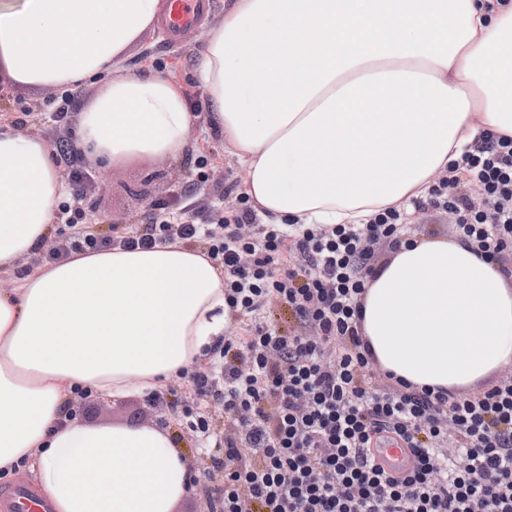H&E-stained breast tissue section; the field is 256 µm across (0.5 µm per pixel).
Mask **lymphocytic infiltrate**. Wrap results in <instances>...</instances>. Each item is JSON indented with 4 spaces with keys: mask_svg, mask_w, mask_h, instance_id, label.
Wrapping results in <instances>:
<instances>
[{
    "mask_svg": "<svg viewBox=\"0 0 512 512\" xmlns=\"http://www.w3.org/2000/svg\"><path fill=\"white\" fill-rule=\"evenodd\" d=\"M70 231L40 255L45 264L120 246L202 245L224 271L239 318L235 335L189 375L183 416L221 448L224 489L211 512H512V378L475 396L419 389L375 374L360 334V300L373 247L400 245L404 215L393 208L365 224H262L251 206L210 223L161 212L120 237L86 222L90 174L71 169ZM414 209L452 210L454 234L477 253L512 252V137L479 136ZM288 305L303 331L261 319L269 299ZM219 405L216 428L202 404ZM396 442L409 465L390 470L379 450Z\"/></svg>",
    "mask_w": 512,
    "mask_h": 512,
    "instance_id": "obj_1",
    "label": "lymphocytic infiltrate"
}]
</instances>
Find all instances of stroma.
Returning <instances> with one entry per match:
<instances>
[{
    "instance_id": "obj_1",
    "label": "stroma",
    "mask_w": 512,
    "mask_h": 512,
    "mask_svg": "<svg viewBox=\"0 0 512 512\" xmlns=\"http://www.w3.org/2000/svg\"><path fill=\"white\" fill-rule=\"evenodd\" d=\"M229 5L230 0H216L210 22L200 27L199 37L181 38L179 47H168L156 30L151 29L126 49L125 71L137 74L159 71L182 83L196 119L189 147L175 159L133 156L102 169L91 165L84 154H76V165L88 169L99 180L95 191L82 201L87 223L93 224L98 232L123 234L142 227L148 221L150 203L158 201L191 205L202 219L217 209L228 215L239 208L245 196L242 172L231 146L214 131L208 119L206 93L197 73L205 37L212 24L223 20ZM57 95L53 88L1 83L0 129L11 128L53 145L74 142L76 117H69L64 123L53 122L50 118ZM168 386L169 395L157 405L148 402L145 395L133 394L119 399L95 396L77 399L71 401L70 407L78 419L89 424L168 427L197 476L194 491L176 504L174 512H209L210 494L223 485L224 472L212 464L213 449L205 447L182 421L177 404L183 392L180 379H172Z\"/></svg>"
}]
</instances>
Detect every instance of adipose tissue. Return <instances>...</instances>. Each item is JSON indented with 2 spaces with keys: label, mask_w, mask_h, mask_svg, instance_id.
<instances>
[{
  "label": "adipose tissue",
  "mask_w": 512,
  "mask_h": 512,
  "mask_svg": "<svg viewBox=\"0 0 512 512\" xmlns=\"http://www.w3.org/2000/svg\"><path fill=\"white\" fill-rule=\"evenodd\" d=\"M162 0H0V75L26 87L112 79L77 143L109 165L176 158L182 83L122 72ZM198 77L212 125L269 224H361L406 209L479 133L512 136V5L496 0H232ZM66 193L43 139L0 131V271L38 253ZM371 360L454 394L512 364V277L461 238H415L361 296ZM224 273L178 243L80 253L0 290V475L52 512H173L193 477L167 429L91 425L78 389L161 387L222 344Z\"/></svg>",
  "instance_id": "ef3b65f1"
}]
</instances>
